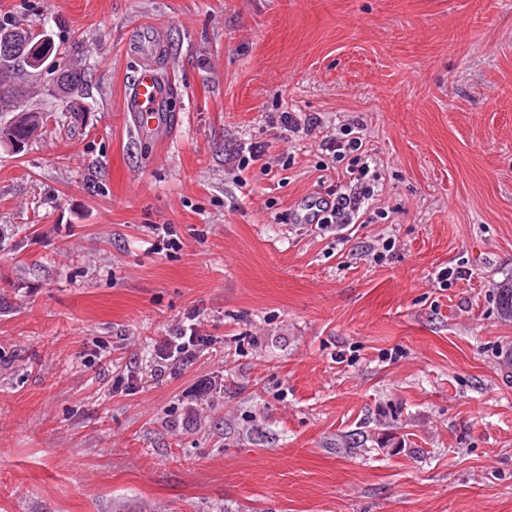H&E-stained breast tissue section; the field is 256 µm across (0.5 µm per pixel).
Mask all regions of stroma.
<instances>
[{
    "label": "stroma",
    "instance_id": "stroma-1",
    "mask_svg": "<svg viewBox=\"0 0 512 512\" xmlns=\"http://www.w3.org/2000/svg\"><path fill=\"white\" fill-rule=\"evenodd\" d=\"M14 23L90 83L76 120L53 62L12 76L53 119L0 147V512H512V0H0ZM144 42L176 87L151 132ZM283 111L361 127L372 223L294 222L346 165ZM192 313L198 356L156 372ZM171 92L156 64L148 59L125 94L124 111L129 112L141 127H151L159 113L165 112V103Z\"/></svg>",
    "mask_w": 512,
    "mask_h": 512
}]
</instances>
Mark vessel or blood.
I'll return each instance as SVG.
<instances>
[{
  "mask_svg": "<svg viewBox=\"0 0 512 512\" xmlns=\"http://www.w3.org/2000/svg\"><path fill=\"white\" fill-rule=\"evenodd\" d=\"M142 53L146 61L125 94L124 109L134 117L138 125L148 128L156 122L159 113L164 111L172 89L164 82L156 64L151 60L153 47L144 46Z\"/></svg>",
  "mask_w": 512,
  "mask_h": 512,
  "instance_id": "vessel-or-blood-1",
  "label": "vessel or blood"
}]
</instances>
